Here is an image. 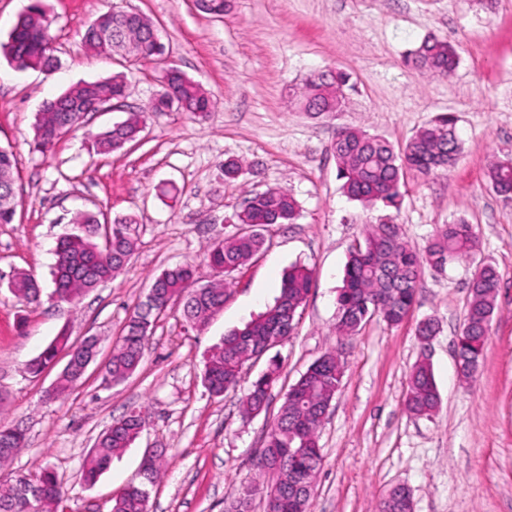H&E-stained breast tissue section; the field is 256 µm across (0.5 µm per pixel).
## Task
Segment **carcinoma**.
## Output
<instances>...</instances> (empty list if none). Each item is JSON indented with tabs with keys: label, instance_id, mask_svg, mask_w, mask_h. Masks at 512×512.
<instances>
[{
	"label": "carcinoma",
	"instance_id": "1",
	"mask_svg": "<svg viewBox=\"0 0 512 512\" xmlns=\"http://www.w3.org/2000/svg\"><path fill=\"white\" fill-rule=\"evenodd\" d=\"M150 19H142L124 11H109L90 23L83 35L85 48L97 54L126 52L129 58L152 61L159 57ZM51 21L43 0H33L0 43L11 66L17 70L53 69L54 55ZM413 66L442 78L454 74L458 65L456 47L445 38L430 35L410 53ZM348 81L339 71L309 81L301 103L337 108L341 98L338 86ZM126 77L116 73L108 78L79 83L57 97L43 102L34 124L33 149L45 155L60 140L61 130L81 124L82 111L92 108L106 96H124ZM163 99L169 107L204 117L214 107L213 99L197 88L193 80L176 72L168 78ZM163 111L162 104L151 101L139 112L98 134L95 140L99 154H110L135 140L146 116ZM462 150L457 133V118L448 112L439 114L421 127L404 148L365 131L340 127L332 143L339 177L345 195L366 206L378 203L386 208L398 207L404 171L414 170L424 177L436 175L455 166ZM12 151L0 150V224L14 220L15 207L10 196L13 184ZM491 187L506 198L512 196V160L496 161L488 169ZM298 215V203L285 189L273 188L251 196L249 209L236 214V221L250 230L209 243L206 258L213 279L198 287L194 283L196 269L187 264L162 270L151 287L129 315L121 336L113 343L106 364L103 383L117 385L131 377L142 365L146 344L157 322L170 305L182 303L181 316L191 328L202 329L224 305L228 282L224 276L246 265L265 245L264 228L273 224H290ZM72 223L81 233L68 234L56 245L54 288L48 295L52 303L75 309L80 298L100 284L114 278L130 261L138 246V221L131 215L112 219V238L104 247L100 240L101 222L93 211L77 213ZM479 251V241L472 225L459 218L444 225L434 238L419 249L405 243L397 225L387 218L365 229L363 242L349 253L343 286L338 293L336 334L351 336L361 325L378 317L389 326L402 323L413 309L424 270L442 272L452 261L470 259ZM313 285L311 269L292 266L285 275L280 295L274 304L243 327L224 335L205 359L202 380L215 397H222L239 382L244 366L265 354L267 345L285 341L295 328L299 308ZM13 295L27 304L41 303L43 289L29 273L18 272L10 281ZM499 288V274L490 264L475 266L469 282V299L457 357L469 366L481 363L489 326L494 314ZM67 351L70 365L58 375L50 392L64 399L84 377L83 367L99 354L98 340L70 341L66 332L58 334L28 364L37 375L52 364L59 352ZM280 377V364L269 360L239 399L240 413L249 418L264 410L272 389ZM343 378L340 354L329 350L317 358L289 388L274 423L270 425L261 450L257 470L276 475L268 488L253 481L227 498L224 512H250L252 497L264 494L265 512H310L313 484L322 463L319 432L323 414L328 410ZM440 404V394L429 363L413 366L406 396L407 408L418 415L433 413ZM146 425L142 413L132 411L104 431L94 443L82 464V480L93 485L108 469L112 458L121 454L140 437ZM26 447L25 435L14 426L0 425V466L8 463ZM165 462V449L155 448L142 460L138 484H130L115 498L113 512H145L149 500L148 486L156 483ZM66 490L56 473L44 469L37 475L18 473L0 482V512H59ZM411 504L401 490L391 489L381 500L379 512H407Z\"/></svg>",
	"mask_w": 512,
	"mask_h": 512
}]
</instances>
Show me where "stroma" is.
Listing matches in <instances>:
<instances>
[{"label": "stroma", "instance_id": "stroma-1", "mask_svg": "<svg viewBox=\"0 0 512 512\" xmlns=\"http://www.w3.org/2000/svg\"><path fill=\"white\" fill-rule=\"evenodd\" d=\"M52 20L56 70H15L0 55V147L14 154L16 215L0 224V413L28 446L0 478L51 468L68 489L59 512H112L113 500L140 479L145 449L166 451L150 512H224V500L256 473L265 431L289 387L327 349L341 353L344 376L320 429L323 461L311 512H377L392 487L406 486L414 512H512V201L496 194L489 166L512 158V0H227L222 17L195 0H44ZM111 9L147 15L169 49L164 62L134 63L89 53L86 26ZM429 35L455 44L459 63L442 79L416 72L407 56ZM177 68L216 105L207 118L148 114L138 142L108 155L94 137L145 106L164 73ZM342 70L350 77L341 112L313 118L299 104L307 79ZM124 74L122 107L89 113L81 127L41 155L31 147L43 101L71 85ZM454 113L462 140L451 171L428 178L405 171L398 208H366L341 189L330 146L338 127L381 136L401 147L427 121ZM238 159L236 181L224 161ZM289 190L299 203L293 224L269 227L265 249L231 273L223 308L203 330L184 325L172 305L148 340L142 366L108 387L99 364L63 399L48 398L57 368L35 377L27 363L61 331L72 340L101 339L108 358L129 314L155 275L191 262L198 279L213 273L203 259L215 239L238 233L235 214L250 193ZM132 214L138 248L111 281L87 294L77 312L50 301L29 305L8 288L14 271L52 288L59 237L75 232V212ZM390 215L405 241L424 247L458 218L472 225L480 249L445 273L425 271L418 300L397 326L367 321L337 336L336 301L350 249L366 225ZM500 275L479 371L457 372L454 342L463 328L467 283L477 262ZM313 271L312 289L288 341L271 349L280 379L266 411L243 420L238 400L266 368L249 364L221 397L202 381L203 361L224 334L273 304L292 265ZM439 327L429 350L441 404L418 417L405 406L422 350L421 320ZM143 411L141 437L96 484L79 470L113 419Z\"/></svg>", "mask_w": 512, "mask_h": 512}]
</instances>
